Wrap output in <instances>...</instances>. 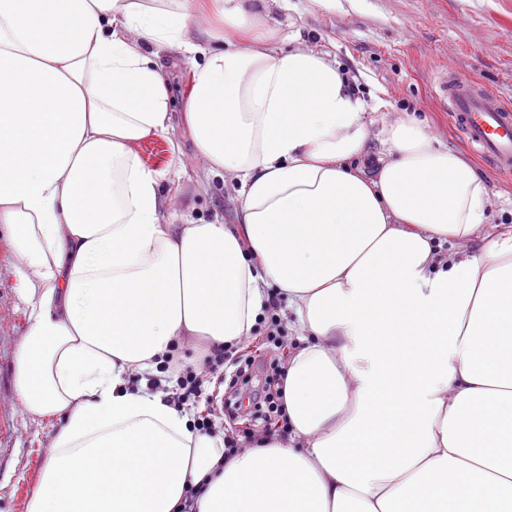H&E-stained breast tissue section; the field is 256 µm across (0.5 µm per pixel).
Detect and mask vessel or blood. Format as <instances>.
<instances>
[{
    "label": "vessel or blood",
    "mask_w": 512,
    "mask_h": 512,
    "mask_svg": "<svg viewBox=\"0 0 512 512\" xmlns=\"http://www.w3.org/2000/svg\"><path fill=\"white\" fill-rule=\"evenodd\" d=\"M438 94L467 144L503 175H512V105L480 81L454 72L437 76Z\"/></svg>",
    "instance_id": "obj_1"
}]
</instances>
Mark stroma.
<instances>
[{"mask_svg": "<svg viewBox=\"0 0 512 512\" xmlns=\"http://www.w3.org/2000/svg\"><path fill=\"white\" fill-rule=\"evenodd\" d=\"M265 30L280 46L304 45L336 59L356 94L374 105L373 130L395 115H415L435 144L459 152L485 179L489 223L512 225V178L470 150L433 92L435 72L446 69L512 103V0H336L328 11L312 0H280ZM160 142L155 168L164 174L163 189L191 206L194 219L234 223V188L220 175L197 184L200 162L187 130ZM16 264L9 233L0 228V512H26L58 424L29 417L15 394V351L28 329Z\"/></svg>", "mask_w": 512, "mask_h": 512, "instance_id": "obj_1", "label": "stroma"}]
</instances>
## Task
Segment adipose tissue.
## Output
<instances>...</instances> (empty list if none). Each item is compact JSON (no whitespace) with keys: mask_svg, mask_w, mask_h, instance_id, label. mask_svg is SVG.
<instances>
[{"mask_svg":"<svg viewBox=\"0 0 512 512\" xmlns=\"http://www.w3.org/2000/svg\"><path fill=\"white\" fill-rule=\"evenodd\" d=\"M262 20L242 0H0L15 388L60 420L27 512H180L201 481L193 512H512V230L473 252L490 199L465 159L405 116L373 134L335 60L259 41ZM177 110L202 173L237 184L235 223L193 220L134 153ZM273 288L288 435L228 458L162 365L246 342ZM166 67L173 96L179 102L191 84L190 65L183 58L175 57L166 62Z\"/></svg>","mask_w":512,"mask_h":512,"instance_id":"obj_1","label":"adipose tissue"}]
</instances>
